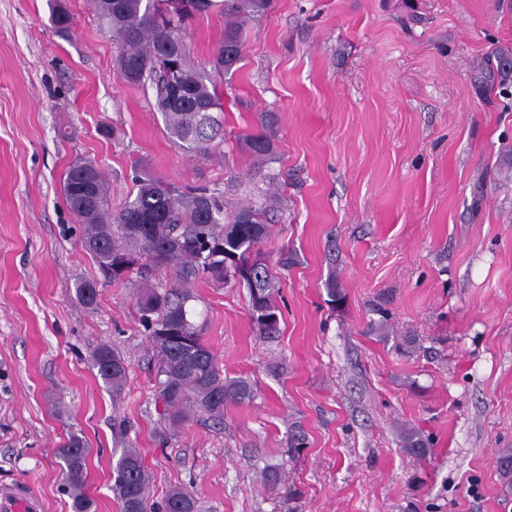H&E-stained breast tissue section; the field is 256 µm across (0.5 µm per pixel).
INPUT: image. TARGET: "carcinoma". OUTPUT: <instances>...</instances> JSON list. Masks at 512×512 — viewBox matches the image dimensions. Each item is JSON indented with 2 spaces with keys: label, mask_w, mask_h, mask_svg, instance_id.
Here are the masks:
<instances>
[{
  "label": "carcinoma",
  "mask_w": 512,
  "mask_h": 512,
  "mask_svg": "<svg viewBox=\"0 0 512 512\" xmlns=\"http://www.w3.org/2000/svg\"><path fill=\"white\" fill-rule=\"evenodd\" d=\"M166 0H94L100 24L112 32L116 66L132 85L152 84L156 106L168 133L188 154L206 155L224 142V109L213 76L191 61L185 19H164ZM272 0H224V35L215 47L216 73L239 69L246 22L271 8ZM56 32H72V16L56 7L52 11ZM273 116L262 115L257 129L238 137V144L253 158L269 162L274 155L270 128ZM136 192L112 210L109 189L98 164L78 159L67 169L62 192L65 202L84 225V248L112 282L135 291L139 321L147 333L155 362V402L162 404L169 427L176 428L195 416L216 424L224 422L227 403L244 404L254 390L249 379L223 374L216 355L204 342L202 327L193 320L188 303L194 300V283L205 276L224 284L239 272L249 292V318L267 341L280 336L277 296L278 269L291 257L283 253L271 263L262 250L271 235L266 211L252 204L224 210L218 197L201 187L179 188L140 169ZM163 272L168 284L155 287L154 274ZM84 307H97V282L82 280L75 286ZM91 362L97 375L120 392L127 380L124 356L107 344L96 346ZM405 451L418 458L430 454L425 440L409 430ZM66 464L63 482L72 512H91L86 492L87 448L72 435L59 448ZM149 474L139 452L121 454L112 491L120 512H154L149 498ZM165 512H198L197 499L175 485L165 494Z\"/></svg>",
  "instance_id": "cac0c4a2"
}]
</instances>
